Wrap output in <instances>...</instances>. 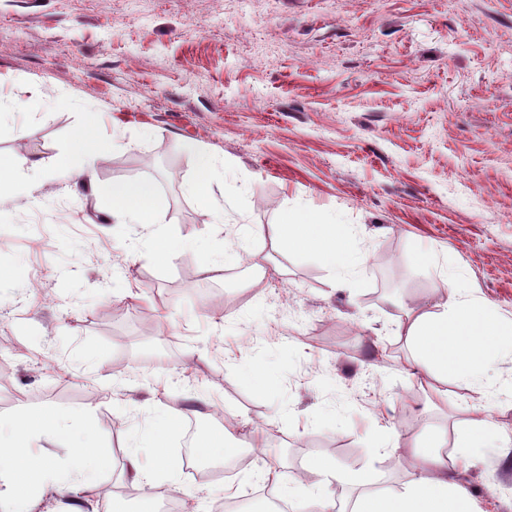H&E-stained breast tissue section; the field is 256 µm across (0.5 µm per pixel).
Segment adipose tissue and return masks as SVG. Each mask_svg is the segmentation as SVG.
Masks as SVG:
<instances>
[{"instance_id":"adipose-tissue-1","label":"adipose tissue","mask_w":512,"mask_h":512,"mask_svg":"<svg viewBox=\"0 0 512 512\" xmlns=\"http://www.w3.org/2000/svg\"><path fill=\"white\" fill-rule=\"evenodd\" d=\"M112 206L130 224L146 226L139 240L141 249L156 245L150 226L156 221L151 193L145 187L120 186L112 191ZM258 236L269 238L274 250L290 247L313 250L327 263L340 282H348L362 265L357 247L345 243L336 233L334 219L312 224L291 217L281 224L256 226ZM449 289L445 301L432 308H403L394 332L411 349L396 358L399 371L413 376L428 391L437 407L451 406L454 413L469 417L472 429L485 427V418L472 415L467 402L449 404L448 379L466 381L472 392L487 395L483 382L486 366L502 341L503 332L470 297L462 272L446 269ZM180 409L164 406L155 412L148 441H130L124 450L121 474L141 490L142 512H154L155 496L150 495L158 476L177 479L181 459L171 455L162 436L181 421ZM56 438L68 451L67 464H57L42 441ZM408 479L397 490H362L352 512H471V500L463 479L468 467L465 457L452 459L418 447L406 449ZM108 460L105 449L96 445L93 414L79 415L37 410L19 403L7 417L0 415V512H37L43 497L65 500V512H87L91 498L108 499L102 480Z\"/></svg>"}]
</instances>
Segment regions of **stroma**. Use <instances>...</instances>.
<instances>
[{"instance_id": "obj_1", "label": "stroma", "mask_w": 512, "mask_h": 512, "mask_svg": "<svg viewBox=\"0 0 512 512\" xmlns=\"http://www.w3.org/2000/svg\"><path fill=\"white\" fill-rule=\"evenodd\" d=\"M14 101L0 165L38 168L19 175L34 198L0 204V413L94 405L112 512L139 506L120 464L159 405L211 429L201 390L262 427L265 450L229 476L182 472L181 512H210L229 486L257 512L264 458L296 512L349 495L317 485V459L397 489L408 464L389 445L433 433L470 459L478 512H512V345L485 371L479 430L390 362L406 352L399 306L443 301L447 267L512 327V0H0V102ZM84 131L108 147L91 186L67 162ZM206 152L220 177L203 188L231 226L217 279L206 252L161 256L219 215L184 190ZM117 183L151 186L159 252L135 249ZM289 212L335 215L363 255L353 286L254 234Z\"/></svg>"}]
</instances>
